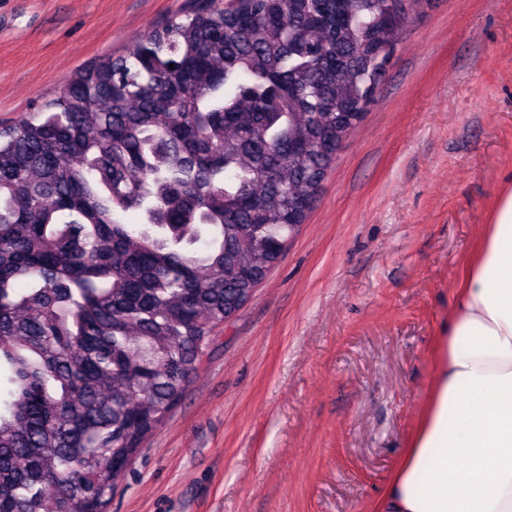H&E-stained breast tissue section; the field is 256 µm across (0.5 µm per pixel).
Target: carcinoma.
<instances>
[{
  "label": "carcinoma",
  "mask_w": 512,
  "mask_h": 512,
  "mask_svg": "<svg viewBox=\"0 0 512 512\" xmlns=\"http://www.w3.org/2000/svg\"><path fill=\"white\" fill-rule=\"evenodd\" d=\"M411 20L408 0H200L0 126V512L105 510Z\"/></svg>",
  "instance_id": "carcinoma-1"
}]
</instances>
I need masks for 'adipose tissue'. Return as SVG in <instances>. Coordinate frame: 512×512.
Listing matches in <instances>:
<instances>
[{
    "mask_svg": "<svg viewBox=\"0 0 512 512\" xmlns=\"http://www.w3.org/2000/svg\"><path fill=\"white\" fill-rule=\"evenodd\" d=\"M435 362L374 512H512V179L464 267Z\"/></svg>",
    "mask_w": 512,
    "mask_h": 512,
    "instance_id": "obj_1",
    "label": "adipose tissue"
}]
</instances>
